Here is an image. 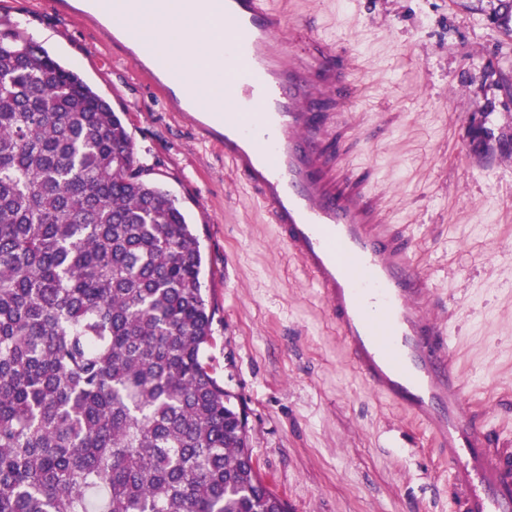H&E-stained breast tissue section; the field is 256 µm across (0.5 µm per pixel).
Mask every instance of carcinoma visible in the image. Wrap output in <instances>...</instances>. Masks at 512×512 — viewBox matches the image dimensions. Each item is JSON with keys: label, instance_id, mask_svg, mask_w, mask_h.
Masks as SVG:
<instances>
[{"label": "carcinoma", "instance_id": "obj_1", "mask_svg": "<svg viewBox=\"0 0 512 512\" xmlns=\"http://www.w3.org/2000/svg\"><path fill=\"white\" fill-rule=\"evenodd\" d=\"M201 271L111 104L1 29L0 512H281L206 363Z\"/></svg>", "mask_w": 512, "mask_h": 512}]
</instances>
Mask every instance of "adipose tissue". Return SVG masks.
Segmentation results:
<instances>
[{"mask_svg": "<svg viewBox=\"0 0 512 512\" xmlns=\"http://www.w3.org/2000/svg\"><path fill=\"white\" fill-rule=\"evenodd\" d=\"M208 0H134L131 8L112 14L116 27L148 28L155 49L176 79L181 92L213 111L224 109V70L220 50L224 27L209 12Z\"/></svg>", "mask_w": 512, "mask_h": 512, "instance_id": "1", "label": "adipose tissue"}]
</instances>
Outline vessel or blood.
Segmentation results:
<instances>
[{
  "instance_id": "b4317fda",
  "label": "vessel or blood",
  "mask_w": 512,
  "mask_h": 512,
  "mask_svg": "<svg viewBox=\"0 0 512 512\" xmlns=\"http://www.w3.org/2000/svg\"><path fill=\"white\" fill-rule=\"evenodd\" d=\"M224 25V109L195 110L255 190L279 242L310 274L360 377L430 431L448 459L451 512H512V448L464 408L465 385L430 283L380 202L329 162L332 123L354 104L334 45L300 34L264 0H213Z\"/></svg>"
}]
</instances>
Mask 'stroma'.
<instances>
[{"instance_id":"1","label":"stroma","mask_w":512,"mask_h":512,"mask_svg":"<svg viewBox=\"0 0 512 512\" xmlns=\"http://www.w3.org/2000/svg\"><path fill=\"white\" fill-rule=\"evenodd\" d=\"M497 0H267L285 33L344 51L359 100L334 130L350 172L408 235L451 352L512 448V36ZM83 0H0L125 122L138 165L194 224L215 311L207 363L242 400L263 478L291 512H450L447 460L353 370L311 279L220 144Z\"/></svg>"}]
</instances>
